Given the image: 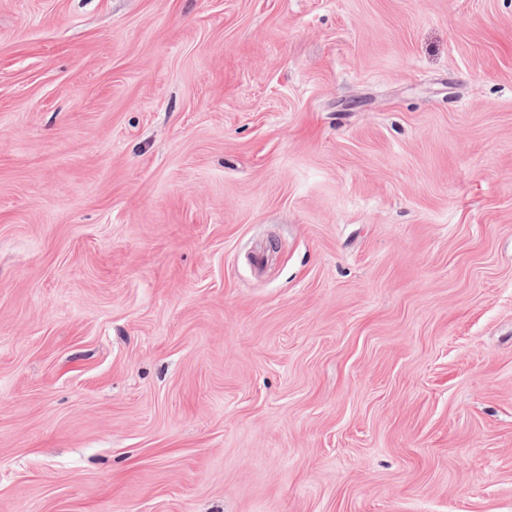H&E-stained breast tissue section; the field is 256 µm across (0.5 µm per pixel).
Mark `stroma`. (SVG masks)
I'll return each instance as SVG.
<instances>
[{
  "label": "stroma",
  "instance_id": "1",
  "mask_svg": "<svg viewBox=\"0 0 512 512\" xmlns=\"http://www.w3.org/2000/svg\"><path fill=\"white\" fill-rule=\"evenodd\" d=\"M0 512H512V0H0Z\"/></svg>",
  "mask_w": 512,
  "mask_h": 512
}]
</instances>
